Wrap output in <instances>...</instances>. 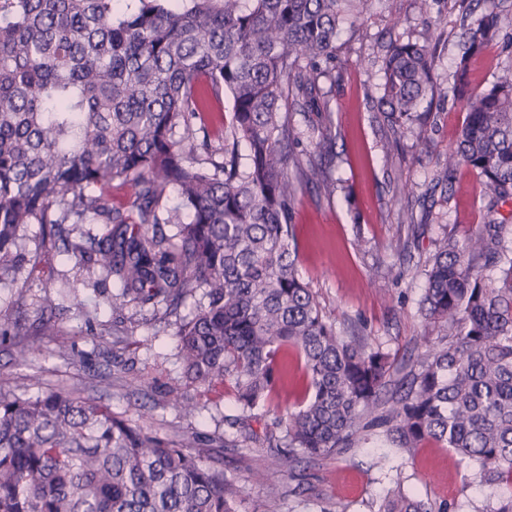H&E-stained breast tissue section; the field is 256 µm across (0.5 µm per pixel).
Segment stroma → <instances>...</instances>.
Listing matches in <instances>:
<instances>
[{
  "mask_svg": "<svg viewBox=\"0 0 512 512\" xmlns=\"http://www.w3.org/2000/svg\"><path fill=\"white\" fill-rule=\"evenodd\" d=\"M475 6V0H369L364 14L341 24L336 59L320 80L318 109L292 114L296 153L315 151L327 136L335 155V192L313 183L299 188L292 204L298 275L337 329L375 337L399 358L435 333L418 309L423 260L434 239L512 218V205L488 210L471 171L461 168L450 182L440 180L469 94L512 64V32L506 30L490 52L470 58L465 92L456 94L463 19ZM427 39L436 42L435 91L421 106L424 126L404 131L398 148L385 151L390 131L374 107L382 59L392 42ZM412 222L424 232L408 261L398 245ZM25 247L36 254L38 269L24 286L0 285V315L34 324L50 302L57 329L35 337V351L24 362L15 347H0V387L24 385L33 394L79 389L174 440L190 432L204 440L223 435L225 416L237 412L233 388L208 399L185 380L174 325L154 321L150 310L133 304L113 312L103 297L119 293L117 280H107L101 296L83 288L88 272L44 246L40 225L29 226ZM183 399L197 403L195 414L181 410ZM251 428L253 440L214 451L242 493V512H370L382 489L397 480L407 493L454 503L457 512H480L486 503L469 485L474 466L435 444L407 454L373 441L290 474L269 458L264 421Z\"/></svg>",
  "mask_w": 512,
  "mask_h": 512,
  "instance_id": "stroma-1",
  "label": "stroma"
}]
</instances>
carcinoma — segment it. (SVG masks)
Masks as SVG:
<instances>
[{
  "instance_id": "obj_1",
  "label": "carcinoma",
  "mask_w": 512,
  "mask_h": 512,
  "mask_svg": "<svg viewBox=\"0 0 512 512\" xmlns=\"http://www.w3.org/2000/svg\"><path fill=\"white\" fill-rule=\"evenodd\" d=\"M0 0V283L36 259L28 226L129 302L175 316L186 378L232 385L245 420L281 398L296 351L305 387L275 412L278 462L327 458L382 436L409 453L435 443L478 466L483 512H512V239L481 224L436 240L420 300L438 329L396 377L370 336L339 332L297 274L295 184L329 187L330 147L291 149L295 106H316L340 23L369 0ZM512 26L487 10L466 24L458 74ZM431 43H393L377 110L398 132L433 90ZM232 100L216 138L212 115ZM246 155L239 152L240 146ZM465 167L488 208L512 202V66L470 97L444 179ZM131 188L130 218L105 187ZM175 189L179 202L164 204ZM101 224L96 235L77 225ZM175 232L169 234L166 227ZM79 231L80 241L71 235ZM197 298L188 313L180 308ZM36 325L0 317V344L27 358ZM239 489L198 439L146 432L79 391L0 388V512H241ZM374 512H453L397 484Z\"/></svg>"
}]
</instances>
